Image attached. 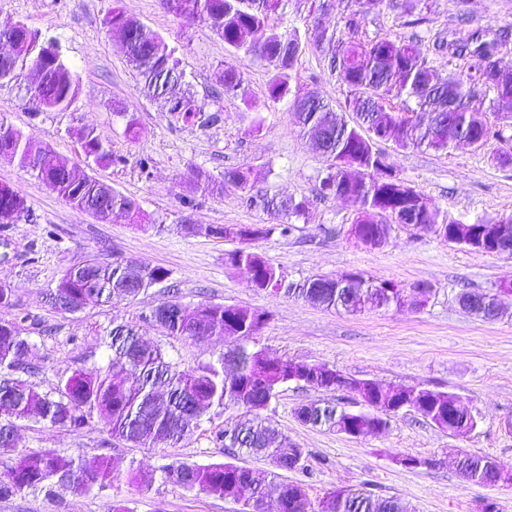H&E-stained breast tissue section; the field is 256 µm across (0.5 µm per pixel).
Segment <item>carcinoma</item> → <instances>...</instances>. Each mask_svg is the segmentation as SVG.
<instances>
[{
  "mask_svg": "<svg viewBox=\"0 0 512 512\" xmlns=\"http://www.w3.org/2000/svg\"><path fill=\"white\" fill-rule=\"evenodd\" d=\"M357 8L344 17L337 34L321 32L316 48L326 57L330 73L348 89L345 108L356 115L355 124L337 116L324 100L306 108L296 101L301 91L295 70L306 44L296 28L278 31L270 25L283 0H163L168 13L183 22L203 23L236 52L250 54L272 72L267 96L273 102L289 101L301 132L321 144L328 161L320 182V194L353 200L359 206L356 223L361 225V242L379 246L387 241L396 224H412L446 240L459 233V221L434 207L423 209L421 193L395 169L389 156L377 148L390 142L400 149L430 148L446 151L457 141H473L485 148L506 139L512 127V70L494 60L498 45L488 43L470 54L464 70L441 78L427 65L416 43L390 37L369 39L363 32L365 17L383 0H355ZM104 25L107 35L125 55L136 72L141 94L150 100H163L167 112L186 121L203 112L190 91L184 88L185 72L175 48L160 33L129 16L113 0ZM35 71L34 85L28 88L32 107L42 112H67L79 95V81L61 58L58 47L41 40L38 31L23 22L15 24L10 52L0 55V84L21 80L24 70ZM219 85L227 95H248L242 73L224 65ZM494 93L487 99L486 92ZM414 105H409V102ZM495 112L503 123L477 126L473 114L485 117ZM86 158L96 165L115 163L112 155L91 131L81 135ZM29 136L0 122V155L17 161L37 179L56 192L68 205L89 212L100 221L118 209L134 221L144 220L137 203L85 174H72L69 159L45 150L38 164L28 163ZM253 171L249 167L224 170L220 178L197 167L192 170L194 185L224 189L231 185L247 192L245 203L260 207L281 220L270 227L222 225L201 227L183 222L187 234L205 232L219 238L244 243L226 254V262L261 289L274 293L299 294L306 301L347 312L369 311L376 302L382 306L402 304V288L389 280L370 281L360 273L335 277L317 275L296 287L246 243L275 231L285 235L293 230L291 219L303 216L308 201L283 197L268 190L253 192ZM29 208L17 192L0 185V224H16L28 217ZM169 272L132 262L103 263L91 256L77 268L65 271L48 289L52 309L77 313L89 305L110 304L133 299L149 288L168 280ZM491 302L489 293L463 292V308L470 314L492 318L486 308L470 301ZM149 318L169 335L203 339L222 336L238 339L255 336L265 323L263 314L244 307L221 304H185L177 298L163 302ZM0 319V455H13L10 480L0 483V498L23 490L52 493L57 485H68L80 494L94 487L112 484L119 464L105 456L94 468L78 459L55 451L26 452L11 444L5 435L15 432L16 421L31 416L51 426L79 431L94 418L107 422L112 439L139 448L159 444L174 446L186 440L201 417L214 406H235L252 415L246 422L224 430V447L261 454L276 467L267 481L231 462L194 464L175 462L157 472L138 468L130 480L148 489L159 477L186 490L203 491L219 498H230L250 512L255 495L277 496L279 512H309L304 489L278 478V471L290 469L286 450L293 447L288 438L266 425L261 411L288 383L295 361L271 360L264 350L235 344L217 362L181 369L166 358L157 346L143 344L135 325L114 323L107 330V364L95 371L75 369L63 376L55 391L40 393L35 385L19 376L25 370L23 356L31 347L23 335L21 322ZM237 360L235 372L224 369L225 357ZM422 400L420 416L445 430L461 424L448 418V394L419 387L364 390L367 405L395 409L412 400ZM297 417L315 427L336 428L348 423L355 429L365 424L363 417L331 405L307 404L297 409ZM489 458L466 455L461 459L471 481L482 484ZM317 512H409L397 497L375 498L362 489H338L327 493Z\"/></svg>",
  "mask_w": 512,
  "mask_h": 512,
  "instance_id": "cac0c4a2",
  "label": "carcinoma"
}]
</instances>
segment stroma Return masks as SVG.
Instances as JSON below:
<instances>
[{
	"label": "stroma",
	"instance_id": "stroma-1",
	"mask_svg": "<svg viewBox=\"0 0 512 512\" xmlns=\"http://www.w3.org/2000/svg\"><path fill=\"white\" fill-rule=\"evenodd\" d=\"M326 2L313 17L312 0H286L273 23L281 30L299 29L309 42L316 27L341 30L351 0ZM111 5L112 0H0V29L23 22L54 41L80 85L71 111L38 112L28 102L26 82L2 84L0 119L28 132L34 150L68 157L135 200L147 216L137 224L116 212L110 221H99L66 204L17 162L0 158V185L24 197L30 210L28 220L0 224V284L11 288L13 301L12 307L0 308V318L24 320L31 342L25 358L32 368L28 381L50 392L61 375L104 365L106 331L116 321L136 323L144 342L160 347L182 368L208 364L227 349L224 338L169 336L151 319V311L174 295L186 303L246 307L267 316L255 341L270 357L323 364L385 387L442 391L457 396L478 417L474 430L452 436L405 408L382 431L351 437L306 425L296 410L325 399L359 411L364 407L360 397L345 389L288 383L264 412L272 426L305 451L298 469L281 472L284 482L302 485L314 503L327 492L362 486L381 498H400L411 512H480L486 501L495 502L500 512H512V485L472 484L457 467L467 454L512 465V298L503 315L491 321L468 314L458 302L461 291L488 292L512 283V255L477 252L406 225L394 226L382 246L360 243L349 233L357 204L319 197L327 162L300 135L290 105L267 97L271 75L257 59L230 52L204 25L181 23L162 0H123L129 14L175 47L195 99L211 117L207 124L176 120L141 96L135 72L104 28ZM364 31L370 39L416 41L442 77L464 69L467 60L438 48L440 39H494L499 66L512 70V0H418L409 13L385 7L369 14ZM228 63L243 74L247 97L220 93L218 76ZM297 71L304 89L333 105L344 103L347 88L311 45L300 55ZM131 118L139 130L135 138L125 133ZM86 130L117 156V163L88 165L80 140ZM383 149L399 174L441 212L466 223L512 213V165L492 160L493 153H512V141L481 151L464 143L445 152L401 150L390 143ZM237 166L253 169L256 189L309 202L291 234L251 243L286 282L353 271L396 282L408 295L415 286H425L422 304L408 298L398 307L353 314L255 288L224 260L235 242L181 229L185 219L205 226L273 224L269 214L245 204L241 190L228 186L210 194L194 190L190 181L194 167L218 177ZM91 255L106 263L118 259L161 266L169 279L133 301L76 314L54 312L45 303L47 288ZM244 417L237 408H212L189 439L161 453L110 440L106 425L96 419L77 433L19 422L18 447L72 455L90 466L106 455L118 461L122 474L88 494L58 487L50 495L24 491L1 498L0 512H104L113 501L129 512H240L237 502L161 479L143 489L126 472L185 461L231 462L265 475L271 469L267 460L225 447L218 438L225 425ZM406 456L418 459V466H402Z\"/></svg>",
	"mask_w": 512,
	"mask_h": 512
}]
</instances>
